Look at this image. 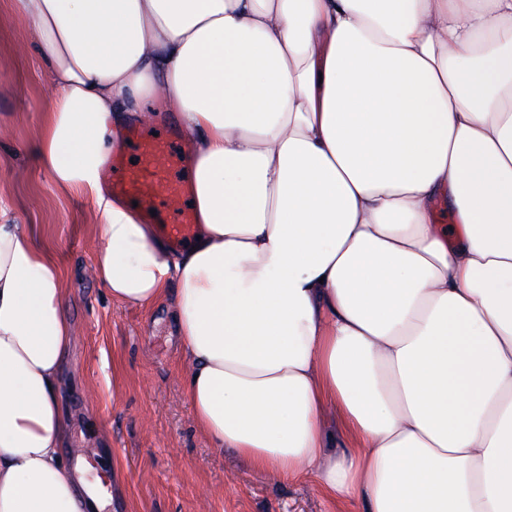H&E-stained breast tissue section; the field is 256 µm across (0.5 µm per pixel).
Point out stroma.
Returning <instances> with one entry per match:
<instances>
[{
	"label": "stroma",
	"mask_w": 512,
	"mask_h": 512,
	"mask_svg": "<svg viewBox=\"0 0 512 512\" xmlns=\"http://www.w3.org/2000/svg\"><path fill=\"white\" fill-rule=\"evenodd\" d=\"M0 0V210L29 225L64 269L75 340L66 356L67 445L83 451L89 482L119 461L112 512H336L311 481H280L233 452L210 448L196 429L180 376L168 305L149 309L109 297L91 275L99 246L93 201L62 193L26 148L48 94L29 35Z\"/></svg>",
	"instance_id": "obj_1"
}]
</instances>
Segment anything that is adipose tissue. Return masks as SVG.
I'll use <instances>...</instances> for the list:
<instances>
[{
    "label": "adipose tissue",
    "instance_id": "obj_1",
    "mask_svg": "<svg viewBox=\"0 0 512 512\" xmlns=\"http://www.w3.org/2000/svg\"><path fill=\"white\" fill-rule=\"evenodd\" d=\"M31 151L113 299L170 301L195 427L339 512H512V0H13ZM167 103L196 236L105 176ZM451 223H438L436 201ZM64 271L0 224V512H100L64 445Z\"/></svg>",
    "mask_w": 512,
    "mask_h": 512
}]
</instances>
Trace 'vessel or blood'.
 Masks as SVG:
<instances>
[{
  "label": "vessel or blood",
  "instance_id": "b4317fda",
  "mask_svg": "<svg viewBox=\"0 0 512 512\" xmlns=\"http://www.w3.org/2000/svg\"><path fill=\"white\" fill-rule=\"evenodd\" d=\"M136 145L139 151L136 164L127 165L121 160H114L118 175L112 182V189L137 201L147 211L161 205L175 207L176 221L162 224L160 231L172 245H180L191 237L194 229L193 213L183 205L189 186L177 176L183 157L160 139L140 136Z\"/></svg>",
  "mask_w": 512,
  "mask_h": 512
}]
</instances>
